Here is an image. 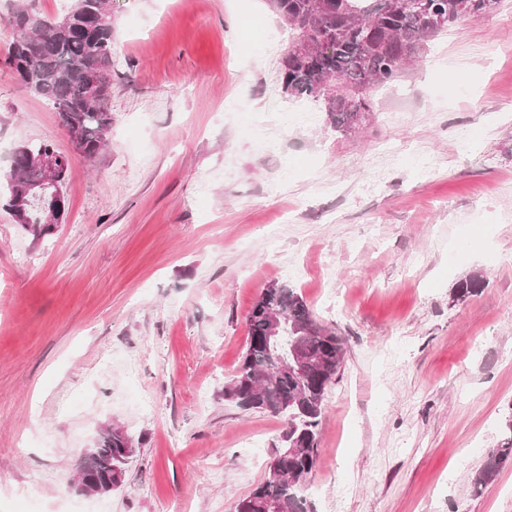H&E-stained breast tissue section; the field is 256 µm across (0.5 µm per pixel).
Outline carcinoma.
<instances>
[{"label": "carcinoma", "instance_id": "cac0c4a2", "mask_svg": "<svg viewBox=\"0 0 512 512\" xmlns=\"http://www.w3.org/2000/svg\"><path fill=\"white\" fill-rule=\"evenodd\" d=\"M484 0H270L272 11L298 33L288 47L281 73L283 91L310 100L328 113L332 126L343 134L354 132L371 111L366 91L388 87L399 80L406 66L417 60L427 41L458 19L483 12ZM71 23L20 9L8 19L17 33L5 64L21 84L44 99L58 113L61 125L81 133L77 148L94 156L112 127L109 101L112 85L97 89L92 74L112 69L110 0H73L67 12ZM335 44L322 54L316 35ZM56 150L50 142L17 148L3 173L13 207V188L38 178L33 158ZM67 209V198L50 196L29 205V220L22 228L39 239L53 232L45 221L49 211ZM484 285L472 273L455 285L452 298L464 301ZM283 320L281 340H265L270 312ZM249 336L234 379L224 387V399L244 410L281 415L288 421L283 446L277 449L265 480L238 500L236 512H306L302 486L316 466L318 426L325 398L344 360L343 339L323 327L296 289L286 283L265 288L248 316ZM312 354L317 367L307 374L277 370L293 351ZM129 436L118 430L104 433L98 447L82 457L79 466L101 476L123 469L129 459ZM512 463V415L501 428L496 446L472 478L474 490L494 480Z\"/></svg>", "mask_w": 512, "mask_h": 512}]
</instances>
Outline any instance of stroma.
Returning a JSON list of instances; mask_svg holds the SVG:
<instances>
[{
	"mask_svg": "<svg viewBox=\"0 0 512 512\" xmlns=\"http://www.w3.org/2000/svg\"><path fill=\"white\" fill-rule=\"evenodd\" d=\"M70 4L0 0V173L31 142L71 159L52 235L0 208V512H235L287 427L224 398L274 283L345 344L308 512H512V464L471 485L512 409V0L370 88L354 134L283 93L297 34L269 0H112V129L92 157L4 64L19 6ZM300 109L314 124L260 151L269 116ZM384 146L403 154L376 190ZM472 272L484 288L453 301ZM112 424L136 448L123 483L82 495L69 479Z\"/></svg>",
	"mask_w": 512,
	"mask_h": 512,
	"instance_id": "obj_1",
	"label": "stroma"
}]
</instances>
